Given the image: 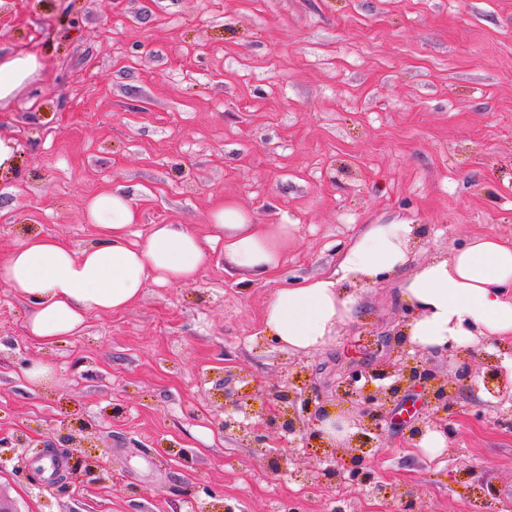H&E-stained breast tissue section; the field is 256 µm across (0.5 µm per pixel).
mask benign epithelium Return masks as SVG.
Wrapping results in <instances>:
<instances>
[{
    "instance_id": "7a95c632",
    "label": "benign epithelium",
    "mask_w": 512,
    "mask_h": 512,
    "mask_svg": "<svg viewBox=\"0 0 512 512\" xmlns=\"http://www.w3.org/2000/svg\"><path fill=\"white\" fill-rule=\"evenodd\" d=\"M393 344L399 348L398 360L385 357L367 367H352L337 382L336 399L350 405L348 419L350 426L355 428L344 442L325 440L322 423L330 417L327 400L313 390L299 392L290 382L275 388L260 412L249 411L235 403L234 409L244 413L246 418L255 415L260 418L258 423H240L238 428L258 443L265 441L261 431L269 428L294 435L300 443L317 440L326 448L327 466L322 469L326 480H339L364 488L375 485L372 449L377 447V439L385 427L392 425L390 406L400 394L410 390L419 392L432 411L430 418L418 420L409 428L408 439L412 442L418 441L428 430H438L446 438H452L451 421L457 413L454 400L457 380L470 383L474 391L484 388L497 399L494 407L498 409L507 403L512 405V381L500 366L497 354L484 353L490 364L482 374L473 373L469 364L462 363L456 380L452 381L424 360V352L411 350L400 333L392 338L378 336L371 346L379 353Z\"/></svg>"
}]
</instances>
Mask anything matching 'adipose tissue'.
<instances>
[{
    "instance_id": "1",
    "label": "adipose tissue",
    "mask_w": 512,
    "mask_h": 512,
    "mask_svg": "<svg viewBox=\"0 0 512 512\" xmlns=\"http://www.w3.org/2000/svg\"><path fill=\"white\" fill-rule=\"evenodd\" d=\"M39 65L31 50L1 58L0 101L13 97ZM87 214L97 237L81 253L33 236L0 258V285L31 304L26 330L40 343L76 335L90 315L126 309L148 284L195 282L218 246L230 266L264 278L281 265L295 231L291 224L252 223L223 201L211 211L207 237L156 224L136 242L131 226L137 211L120 192L92 197ZM417 231L399 220L369 225L343 251L334 273L276 289L263 311L266 336L292 354L321 351L353 320L360 287L399 274L400 298L412 313L404 326L411 347L434 352L468 349L483 339L512 342V243L477 238L412 270Z\"/></svg>"
}]
</instances>
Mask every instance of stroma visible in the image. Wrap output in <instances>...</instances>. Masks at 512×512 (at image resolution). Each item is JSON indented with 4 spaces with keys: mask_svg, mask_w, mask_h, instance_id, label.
I'll use <instances>...</instances> for the list:
<instances>
[{
    "mask_svg": "<svg viewBox=\"0 0 512 512\" xmlns=\"http://www.w3.org/2000/svg\"><path fill=\"white\" fill-rule=\"evenodd\" d=\"M28 49L40 68L0 101L18 147L0 173L1 257L32 233L83 249L87 201L115 190L135 199L138 241L155 224L207 236L220 200L297 231L268 279L218 249L194 283L149 285L52 346L0 286V512H397L399 487L423 490L416 512H512V426L466 386L442 456L402 421L387 430L378 495L323 481L319 444L275 431L257 448L223 425L236 399L260 408L287 380L333 400L370 361L363 338L401 325L392 278L361 288L321 352L262 334L273 291L333 272L366 225H418L416 265L475 236L512 241V0H0V56ZM32 361L50 385L29 383ZM54 454L63 488L29 482ZM88 454L105 482L74 472Z\"/></svg>",
    "mask_w": 512,
    "mask_h": 512,
    "instance_id": "obj_1",
    "label": "stroma"
}]
</instances>
